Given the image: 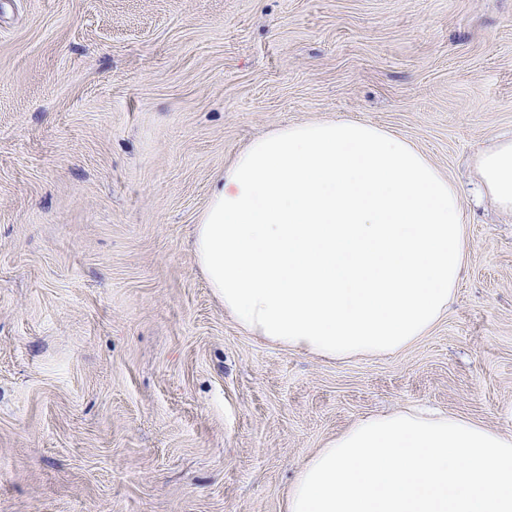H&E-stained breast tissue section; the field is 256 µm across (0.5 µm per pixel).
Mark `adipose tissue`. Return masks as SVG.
Listing matches in <instances>:
<instances>
[{
	"mask_svg": "<svg viewBox=\"0 0 512 512\" xmlns=\"http://www.w3.org/2000/svg\"><path fill=\"white\" fill-rule=\"evenodd\" d=\"M512 214V139L474 162ZM457 194L405 139L352 120L276 128L216 176L192 253L246 332L330 360L404 351L448 308ZM287 512H512V435L410 409L362 417L297 471Z\"/></svg>",
	"mask_w": 512,
	"mask_h": 512,
	"instance_id": "1",
	"label": "adipose tissue"
}]
</instances>
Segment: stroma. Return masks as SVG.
<instances>
[{"label":"stroma","instance_id":"stroma-1","mask_svg":"<svg viewBox=\"0 0 512 512\" xmlns=\"http://www.w3.org/2000/svg\"><path fill=\"white\" fill-rule=\"evenodd\" d=\"M398 134L452 182L447 313L328 362L248 335L191 250L247 143ZM512 136V0H0V512H286L358 418L512 434V216L474 159Z\"/></svg>","mask_w":512,"mask_h":512}]
</instances>
